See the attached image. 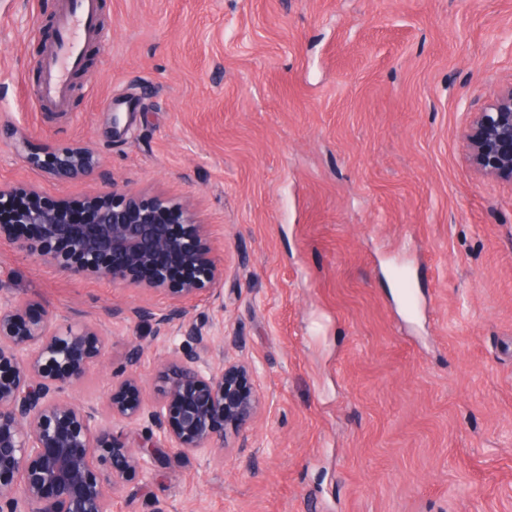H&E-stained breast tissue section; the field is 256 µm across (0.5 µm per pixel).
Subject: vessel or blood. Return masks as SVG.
Listing matches in <instances>:
<instances>
[{
    "instance_id": "vessel-or-blood-1",
    "label": "vessel or blood",
    "mask_w": 512,
    "mask_h": 512,
    "mask_svg": "<svg viewBox=\"0 0 512 512\" xmlns=\"http://www.w3.org/2000/svg\"><path fill=\"white\" fill-rule=\"evenodd\" d=\"M98 11V0H73L71 7L61 15L59 44L43 68L42 99L54 101L64 96L71 73L83 63L82 45L95 26Z\"/></svg>"
}]
</instances>
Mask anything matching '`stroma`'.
Returning a JSON list of instances; mask_svg holds the SVG:
<instances>
[{"label":"stroma","instance_id":"35a3bbf8","mask_svg":"<svg viewBox=\"0 0 512 512\" xmlns=\"http://www.w3.org/2000/svg\"><path fill=\"white\" fill-rule=\"evenodd\" d=\"M66 99L32 92L67 0H0V118L81 146L116 183L191 205L219 288L184 301L249 362L262 410L223 455L171 456L112 512H512V184L459 132L512 86V0H100ZM120 124H113V116ZM59 181L0 142V187ZM0 289L105 340L77 398L104 408L141 348H173L163 291L58 271L0 243Z\"/></svg>","mask_w":512,"mask_h":512}]
</instances>
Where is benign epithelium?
Instances as JSON below:
<instances>
[{"mask_svg": "<svg viewBox=\"0 0 512 512\" xmlns=\"http://www.w3.org/2000/svg\"><path fill=\"white\" fill-rule=\"evenodd\" d=\"M461 136L478 171L512 183V86L494 92ZM0 141L41 167L45 145L31 134L0 121ZM48 174L94 176L108 190L17 208L12 223L0 224V241L18 243L63 272L164 290L177 300L219 284L222 271L210 255L205 225L187 207L119 187L83 147L55 155ZM164 213L178 217L183 235L170 234L159 219ZM34 308L0 296V512H111L110 492L164 464L166 451L221 455L227 435L246 433L258 416L253 367L239 359L211 361L207 353L220 328L186 318L175 305L156 320L155 335L180 343L156 370L155 400L140 396L134 346L128 369L116 375L105 420L71 396L101 362L99 331L58 323L48 310ZM118 421L142 426L138 439L129 440Z\"/></svg>", "mask_w": 512, "mask_h": 512, "instance_id": "7a95c632", "label": "benign epithelium"}]
</instances>
